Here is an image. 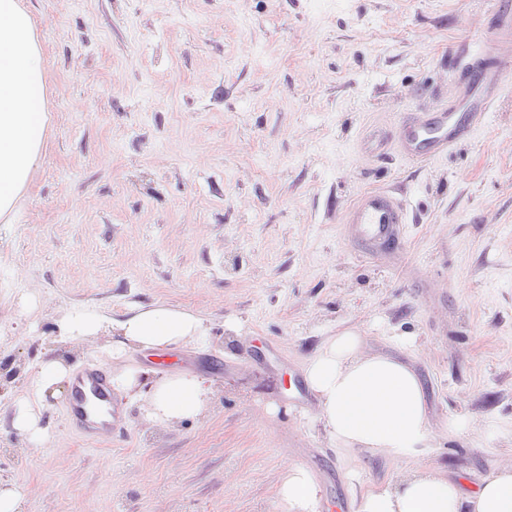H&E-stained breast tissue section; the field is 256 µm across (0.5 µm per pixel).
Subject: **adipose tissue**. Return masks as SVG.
Here are the masks:
<instances>
[{"mask_svg": "<svg viewBox=\"0 0 512 512\" xmlns=\"http://www.w3.org/2000/svg\"><path fill=\"white\" fill-rule=\"evenodd\" d=\"M50 115L43 51L36 25L21 0H0V219L17 205L39 162ZM63 339L75 341L99 331H117L113 356L127 349H165L206 336L202 319L172 307H153L113 321L95 312L67 316ZM359 332L327 337L304 366L307 385L319 400V420L337 448L363 450L393 460L417 457L434 429L424 386L407 364L362 349ZM141 369L114 376V391L143 394L149 420L171 424L198 416L212 391L205 378L180 373L141 393ZM321 490L311 473L288 461L278 489L280 512H318ZM512 512V462L473 493L433 471H415L400 481L361 495L358 512Z\"/></svg>", "mask_w": 512, "mask_h": 512, "instance_id": "1", "label": "adipose tissue"}]
</instances>
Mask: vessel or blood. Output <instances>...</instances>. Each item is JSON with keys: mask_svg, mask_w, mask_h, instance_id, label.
<instances>
[{"mask_svg": "<svg viewBox=\"0 0 512 512\" xmlns=\"http://www.w3.org/2000/svg\"><path fill=\"white\" fill-rule=\"evenodd\" d=\"M487 44L464 50L454 59L453 99L421 110L405 111L400 123L364 136V153L376 158L395 152L421 165L447 156L477 131L476 121L495 108L512 72V0H494L488 14ZM410 214L403 188L388 186L361 192L344 218L348 237L380 245L399 237ZM67 425L87 440L111 435L118 419L109 376L95 367L76 370L66 402Z\"/></svg>", "mask_w": 512, "mask_h": 512, "instance_id": "obj_1", "label": "vessel or blood"}]
</instances>
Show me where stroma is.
I'll list each match as a JSON object with an SVG mask.
<instances>
[{
  "label": "stroma",
  "mask_w": 512,
  "mask_h": 512,
  "mask_svg": "<svg viewBox=\"0 0 512 512\" xmlns=\"http://www.w3.org/2000/svg\"><path fill=\"white\" fill-rule=\"evenodd\" d=\"M51 102L41 159L0 222V489L19 512H274L284 460L321 512L417 467L475 487L512 459V76L472 139L414 167L356 145L455 95L448 58L488 40L492 0H23ZM405 186L412 222L378 251L342 218ZM150 306L203 319L205 343L112 356L68 314ZM235 332H228L227 323ZM359 329L409 364L435 427L417 462L328 439L305 361ZM183 370L203 413L167 426L117 394L121 432L84 441L64 394L41 442L11 424L39 366Z\"/></svg>",
  "instance_id": "stroma-1"
}]
</instances>
